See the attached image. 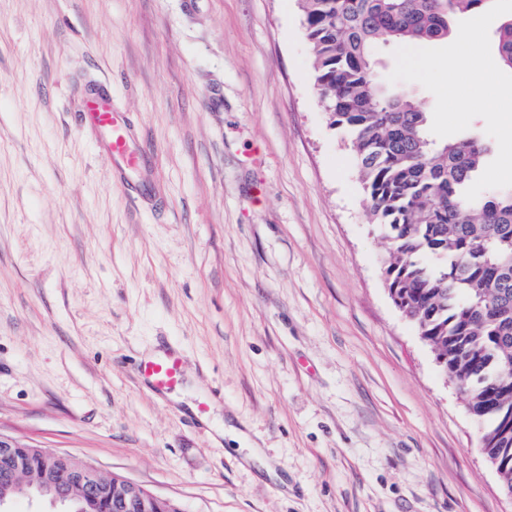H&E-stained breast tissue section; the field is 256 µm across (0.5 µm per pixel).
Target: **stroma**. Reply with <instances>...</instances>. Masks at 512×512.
I'll list each match as a JSON object with an SVG mask.
<instances>
[{
	"label": "stroma",
	"mask_w": 512,
	"mask_h": 512,
	"mask_svg": "<svg viewBox=\"0 0 512 512\" xmlns=\"http://www.w3.org/2000/svg\"><path fill=\"white\" fill-rule=\"evenodd\" d=\"M97 80L139 201L80 124ZM368 209L297 0H0V433L185 512H512ZM135 369L146 386L156 394L176 390L185 375L181 349L174 343L164 344L152 356L138 359Z\"/></svg>",
	"instance_id": "35a3bbf8"
}]
</instances>
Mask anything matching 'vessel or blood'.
<instances>
[{"mask_svg": "<svg viewBox=\"0 0 512 512\" xmlns=\"http://www.w3.org/2000/svg\"><path fill=\"white\" fill-rule=\"evenodd\" d=\"M82 121L85 126L103 132L98 151L120 175L145 168L146 155L134 148L127 117L113 107L106 91L86 97ZM135 369L146 386L157 394L176 390L185 375L181 349L174 343L162 345L152 356L138 359Z\"/></svg>", "mask_w": 512, "mask_h": 512, "instance_id": "vessel-or-blood-1", "label": "vessel or blood"}]
</instances>
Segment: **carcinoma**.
Masks as SVG:
<instances>
[{"label":"carcinoma","mask_w":512,"mask_h":512,"mask_svg":"<svg viewBox=\"0 0 512 512\" xmlns=\"http://www.w3.org/2000/svg\"><path fill=\"white\" fill-rule=\"evenodd\" d=\"M493 0H298L329 125L349 136L368 220L392 248L384 276L483 426L485 455L506 459L512 488V189L464 192L489 152L478 134L437 145L414 96L376 78L380 43L448 39L458 14ZM512 71V14L493 37Z\"/></svg>","instance_id":"1"}]
</instances>
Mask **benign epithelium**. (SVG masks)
<instances>
[{
	"label": "benign epithelium",
	"mask_w": 512,
	"mask_h": 512,
	"mask_svg": "<svg viewBox=\"0 0 512 512\" xmlns=\"http://www.w3.org/2000/svg\"><path fill=\"white\" fill-rule=\"evenodd\" d=\"M22 443L0 433V453L9 461L7 476L0 480V512L19 490H32L53 504L90 507L89 512H185L175 500L156 496L118 474H105L93 464L49 448L26 446L29 462L10 459Z\"/></svg>",
	"instance_id": "obj_1"
}]
</instances>
